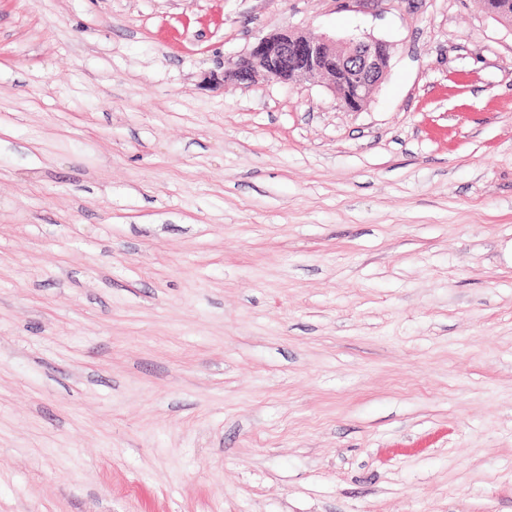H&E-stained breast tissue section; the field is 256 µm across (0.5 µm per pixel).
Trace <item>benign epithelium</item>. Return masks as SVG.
<instances>
[{
  "mask_svg": "<svg viewBox=\"0 0 512 512\" xmlns=\"http://www.w3.org/2000/svg\"><path fill=\"white\" fill-rule=\"evenodd\" d=\"M482 5L500 21L512 17V0H482ZM392 49L391 43L375 37H311L284 28L258 38L247 53L224 62V71L213 80L247 84L263 77L301 85L324 76L340 106L358 112L384 78Z\"/></svg>",
  "mask_w": 512,
  "mask_h": 512,
  "instance_id": "1",
  "label": "benign epithelium"
}]
</instances>
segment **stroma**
I'll return each instance as SVG.
<instances>
[{"label":"stroma","instance_id":"stroma-1","mask_svg":"<svg viewBox=\"0 0 512 512\" xmlns=\"http://www.w3.org/2000/svg\"><path fill=\"white\" fill-rule=\"evenodd\" d=\"M284 27L368 104L210 82ZM0 512H512V28L0 0Z\"/></svg>","mask_w":512,"mask_h":512}]
</instances>
